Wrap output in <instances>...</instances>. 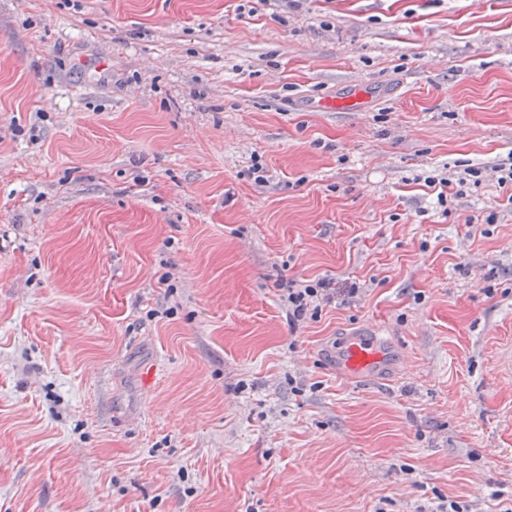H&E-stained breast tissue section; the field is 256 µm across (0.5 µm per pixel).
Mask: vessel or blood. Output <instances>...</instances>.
<instances>
[{"label":"vessel or blood","mask_w":512,"mask_h":512,"mask_svg":"<svg viewBox=\"0 0 512 512\" xmlns=\"http://www.w3.org/2000/svg\"><path fill=\"white\" fill-rule=\"evenodd\" d=\"M379 94L377 86L353 81L343 95L318 100L316 107L328 112L362 111L369 109ZM335 365L338 373L349 377H378L397 368L389 348L372 333L364 331L356 332L338 344Z\"/></svg>","instance_id":"obj_1"}]
</instances>
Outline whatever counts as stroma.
Wrapping results in <instances>:
<instances>
[{"label":"stroma","mask_w":512,"mask_h":512,"mask_svg":"<svg viewBox=\"0 0 512 512\" xmlns=\"http://www.w3.org/2000/svg\"><path fill=\"white\" fill-rule=\"evenodd\" d=\"M500 163L512 0H0V512L512 508ZM347 87L343 95L318 100L313 107L327 112L362 111L369 109L380 94L377 86L366 82L352 81ZM331 285L330 279L318 280L314 285L292 280L288 281L287 288H279V290L284 292L281 300L288 303V307L293 310V316L299 318L306 314L309 307H313L312 316L317 312L320 302H331L334 298L333 290H335ZM335 365L336 372L349 377H379L398 366L389 348L364 331L355 332L336 346Z\"/></svg>","instance_id":"stroma-1"}]
</instances>
